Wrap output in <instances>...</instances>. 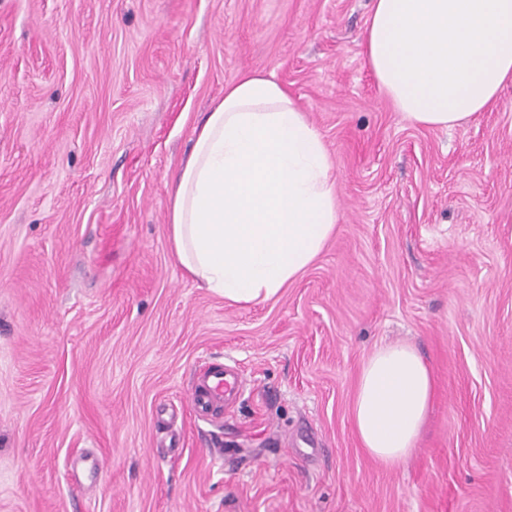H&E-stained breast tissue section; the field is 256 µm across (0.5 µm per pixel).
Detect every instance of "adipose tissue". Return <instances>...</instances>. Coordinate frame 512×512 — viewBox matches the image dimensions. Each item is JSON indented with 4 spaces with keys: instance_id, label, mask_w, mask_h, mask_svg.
<instances>
[{
    "instance_id": "obj_1",
    "label": "adipose tissue",
    "mask_w": 512,
    "mask_h": 512,
    "mask_svg": "<svg viewBox=\"0 0 512 512\" xmlns=\"http://www.w3.org/2000/svg\"><path fill=\"white\" fill-rule=\"evenodd\" d=\"M366 61L398 112L448 129L512 85V0H373ZM334 163L287 88L253 70L224 88L168 188L179 264L231 304L267 301L320 254L336 224ZM405 343L363 363L353 404L362 447L392 467L410 456L433 394Z\"/></svg>"
}]
</instances>
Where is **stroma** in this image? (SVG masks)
Segmentation results:
<instances>
[{
  "mask_svg": "<svg viewBox=\"0 0 512 512\" xmlns=\"http://www.w3.org/2000/svg\"><path fill=\"white\" fill-rule=\"evenodd\" d=\"M371 5L0 0V512H512V85L448 131L404 119L364 57ZM247 70L322 136L337 220L239 306L177 264L167 192ZM397 342L435 387L387 467L352 406ZM210 358L244 387L200 418Z\"/></svg>",
  "mask_w": 512,
  "mask_h": 512,
  "instance_id": "1",
  "label": "stroma"
}]
</instances>
